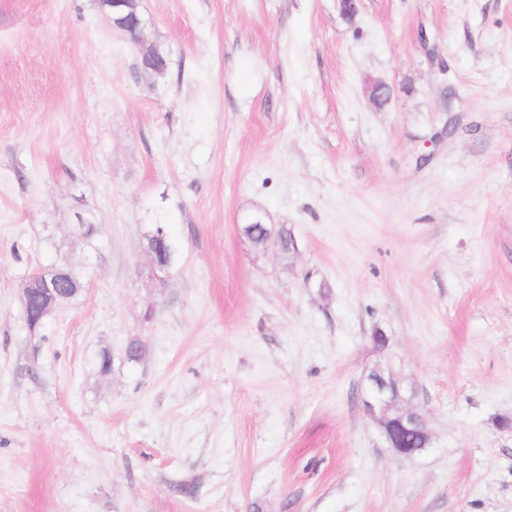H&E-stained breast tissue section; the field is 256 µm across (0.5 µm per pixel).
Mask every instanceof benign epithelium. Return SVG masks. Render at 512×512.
I'll list each match as a JSON object with an SVG mask.
<instances>
[{"label":"benign epithelium","instance_id":"benign-epithelium-1","mask_svg":"<svg viewBox=\"0 0 512 512\" xmlns=\"http://www.w3.org/2000/svg\"><path fill=\"white\" fill-rule=\"evenodd\" d=\"M136 0H100L101 8L111 19L112 26L125 33L135 31L141 40H146L147 22L138 15ZM61 275L35 270L26 278L22 301H33L39 307L40 316L44 317L54 311L63 298L60 288ZM364 406L366 412L379 424L381 432L389 446L397 455L412 458L421 453V449L430 444L431 434L426 429L425 418L408 407L401 406L405 396L401 388L388 385L378 376L366 378ZM416 427L422 428L424 443L422 448H406L402 444L404 432Z\"/></svg>","mask_w":512,"mask_h":512}]
</instances>
